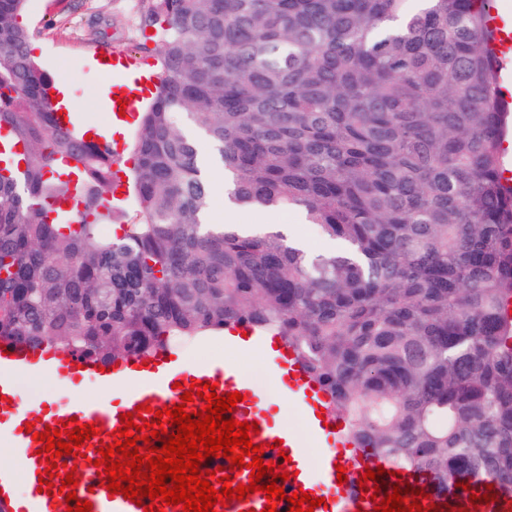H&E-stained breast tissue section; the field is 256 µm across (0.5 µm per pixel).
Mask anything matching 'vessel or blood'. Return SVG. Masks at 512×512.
<instances>
[{"label":"vessel or blood","mask_w":512,"mask_h":512,"mask_svg":"<svg viewBox=\"0 0 512 512\" xmlns=\"http://www.w3.org/2000/svg\"><path fill=\"white\" fill-rule=\"evenodd\" d=\"M488 28L492 33L491 47L498 76L499 91L505 103L512 104V31L508 30L499 15L497 6L488 8ZM113 100L109 107L114 112L113 123H120L122 115H133L135 96L126 85H113ZM127 100V107H120V100ZM56 126L64 131L75 129L86 132L99 144H111L112 138L90 122H79L72 111L57 116ZM224 347L232 352L259 351L269 359L270 375L280 394L294 400L305 423L304 432L276 424L264 407L266 399L243 376L240 367L229 360L209 365L192 366L172 358L169 350L162 349L146 358L132 357L122 361L102 363L92 357H82L70 350L57 347L33 348L23 343L0 341V441H7L9 448L23 462L22 470L0 466V503L8 512H52L56 504L64 503L61 494L47 495L38 492V478L46 464L38 456L41 443L38 433L45 427H59L60 423L79 421L95 423L98 434L82 446V458L64 456L58 458L59 475L53 485H60V477L76 471L79 483L76 496L90 502L91 512H144L123 494H110L100 478L101 467L95 461L102 444L111 443V434L120 426L121 414L134 411L140 404L150 407L146 419H153L156 410L172 408L181 402V391L191 383L210 381L216 383L219 396L240 392L243 402L237 403L231 416L239 421L257 422L259 432L252 438L253 444H265L263 460L275 461L291 471L292 476L283 482L287 495L297 490L310 496L325 498V506L313 512H374L372 499L366 498L359 487V478L366 469L385 465V458L372 449L362 447L348 435L341 416L325 413L328 397L321 384L304 368L295 350L276 336H262L255 329H243L236 325L224 332ZM31 373L51 371L57 374L63 385L75 387L91 380L110 387L108 399L74 398L69 404L56 406L48 403L34 409L23 408L18 388L13 382L14 372ZM34 424V433H27V424ZM313 439L320 447L318 461H310L305 451L306 439ZM281 441V449H274V441ZM344 466L346 482L337 479V466ZM25 481L29 492L18 497L15 491L18 481ZM410 483L412 488L428 493L434 504L451 505L460 512H512V491L495 488L493 501L483 506L471 507V493L485 494V485L474 491L460 487L440 490L433 479L425 474L403 471L401 476L383 475L381 492L392 491L396 481Z\"/></svg>","instance_id":"obj_1"}]
</instances>
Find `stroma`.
Instances as JSON below:
<instances>
[{"instance_id":"1","label":"stroma","mask_w":512,"mask_h":512,"mask_svg":"<svg viewBox=\"0 0 512 512\" xmlns=\"http://www.w3.org/2000/svg\"><path fill=\"white\" fill-rule=\"evenodd\" d=\"M139 0H26L24 21L37 30L35 54L51 76L69 79L74 99L86 118L104 121L98 105L105 93L102 77L93 69L94 56H139L145 38L137 23ZM142 65L149 57L139 56ZM243 224H291L309 249H324V241L292 211L242 212Z\"/></svg>"}]
</instances>
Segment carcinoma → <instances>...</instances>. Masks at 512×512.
<instances>
[{
    "instance_id": "obj_1",
    "label": "carcinoma",
    "mask_w": 512,
    "mask_h": 512,
    "mask_svg": "<svg viewBox=\"0 0 512 512\" xmlns=\"http://www.w3.org/2000/svg\"><path fill=\"white\" fill-rule=\"evenodd\" d=\"M25 0H0V340L101 361L251 324L295 347L360 443L448 489H512V186L480 0H147L157 82L128 161L56 129ZM200 132L240 209L335 243L205 224ZM76 195L82 208L65 209ZM237 217L241 224H291L295 236L309 249L322 250L327 247L326 242L317 238L312 227L293 211L239 212Z\"/></svg>"
}]
</instances>
